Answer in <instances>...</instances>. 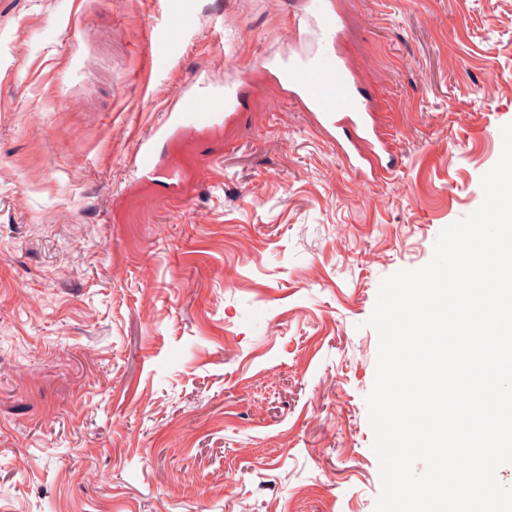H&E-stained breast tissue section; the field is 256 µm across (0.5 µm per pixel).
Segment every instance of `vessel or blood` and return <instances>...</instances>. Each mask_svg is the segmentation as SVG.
<instances>
[{"mask_svg":"<svg viewBox=\"0 0 512 512\" xmlns=\"http://www.w3.org/2000/svg\"><path fill=\"white\" fill-rule=\"evenodd\" d=\"M194 11V0H169L165 25L151 30L149 35V45L154 49L153 62H168ZM297 17L315 28L317 48L279 64L260 56L250 61V70L273 72L287 96L311 112L321 126L344 131L339 152L349 170L365 179L393 170L395 157L377 132L367 97L338 55L329 51L336 42L340 25L332 0H305V8ZM248 89V79L241 78L225 82L220 91L190 85L176 91L167 103L164 122L141 138L129 167L132 178L139 180L157 174L158 139L187 137L216 126L222 119L223 109L234 108Z\"/></svg>","mask_w":512,"mask_h":512,"instance_id":"1","label":"vessel or blood"}]
</instances>
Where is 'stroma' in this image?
I'll use <instances>...</instances> for the list:
<instances>
[{
	"label": "stroma",
	"mask_w": 512,
	"mask_h": 512,
	"mask_svg": "<svg viewBox=\"0 0 512 512\" xmlns=\"http://www.w3.org/2000/svg\"><path fill=\"white\" fill-rule=\"evenodd\" d=\"M334 2L395 170L361 179L342 131L258 77L158 143L177 194L129 177L139 137L225 58L296 55L293 0H196L164 69V0H0V512H374L367 321L483 201L512 0Z\"/></svg>",
	"instance_id": "stroma-1"
}]
</instances>
